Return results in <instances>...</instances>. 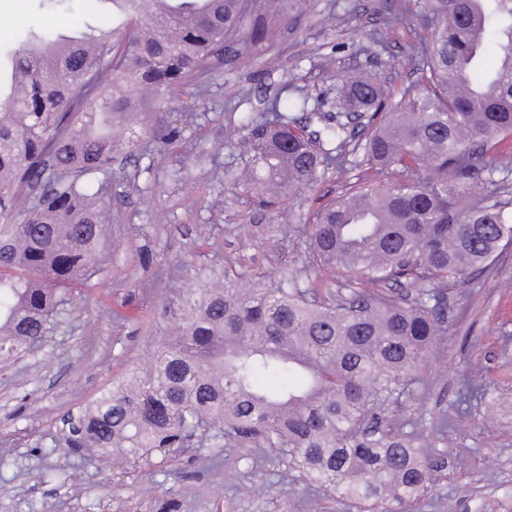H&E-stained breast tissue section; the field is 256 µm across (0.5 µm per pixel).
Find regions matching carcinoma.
<instances>
[{"label":"carcinoma","mask_w":512,"mask_h":512,"mask_svg":"<svg viewBox=\"0 0 512 512\" xmlns=\"http://www.w3.org/2000/svg\"><path fill=\"white\" fill-rule=\"evenodd\" d=\"M112 0L86 42L29 34L0 70V363L61 322L109 246L101 201L112 120L152 112L223 49L269 45L271 0ZM403 32L421 79L396 90L362 67L336 74V108L360 126L311 133L272 109L255 126L243 183L270 199L328 170L356 173L318 213L311 257L346 277L316 297L294 277L200 284L145 370L86 408L77 448L149 462L205 424L287 452L290 466L357 512H410L431 468L383 414L445 333L448 289L512 245V0H424L371 33L368 57ZM498 53L488 61L491 45ZM296 375L266 389L260 380Z\"/></svg>","instance_id":"carcinoma-1"}]
</instances>
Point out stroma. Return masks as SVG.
<instances>
[{
	"label": "stroma",
	"mask_w": 512,
	"mask_h": 512,
	"mask_svg": "<svg viewBox=\"0 0 512 512\" xmlns=\"http://www.w3.org/2000/svg\"><path fill=\"white\" fill-rule=\"evenodd\" d=\"M410 0H304L271 44L243 60L225 53L212 79L187 83L157 112L117 120L134 133L117 154L105 214L112 246L77 287L42 348L0 366V512H345L329 490L311 492L285 452L260 440H195L139 465L88 448H62L68 414L142 367L189 285L223 277L274 281L283 273L325 293L339 279L313 268L293 225H310L346 182L328 172L311 189L263 208L236 179L249 157L246 123L270 121L268 101L309 95L336 109V75L365 65L363 48L385 8ZM84 0H0V52L27 33L65 36ZM415 48L398 37L377 69L402 86L417 79ZM183 135L158 143L151 127ZM422 380L386 415L417 431L439 460L417 512H512V413L488 414L487 389L512 402V245L477 280L450 294L446 334Z\"/></svg>",
	"instance_id": "35a3bbf8"
}]
</instances>
